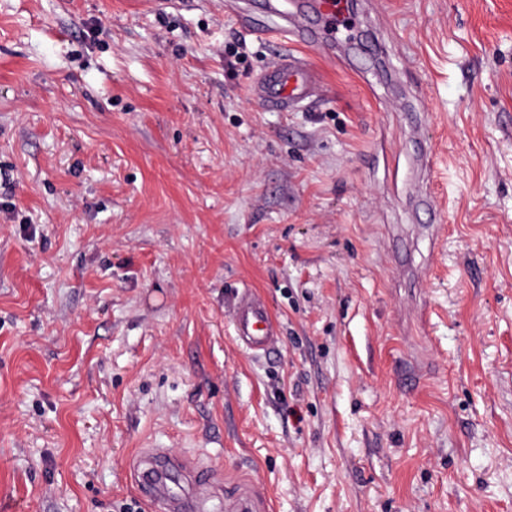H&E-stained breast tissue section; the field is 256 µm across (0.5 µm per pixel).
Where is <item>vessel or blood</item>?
I'll list each match as a JSON object with an SVG mask.
<instances>
[{
	"label": "vessel or blood",
	"mask_w": 512,
	"mask_h": 512,
	"mask_svg": "<svg viewBox=\"0 0 512 512\" xmlns=\"http://www.w3.org/2000/svg\"><path fill=\"white\" fill-rule=\"evenodd\" d=\"M344 9V0H309L305 11L294 14L291 27L269 30L253 24V32L267 40L278 39L279 47L270 69L252 84L251 99L277 112H293L316 97L320 92L316 69L295 46L310 41L326 50L341 41L347 31ZM230 322L242 348L255 355L270 352L280 335L268 306L247 291L236 295ZM179 467V461L162 448L140 458L133 471L143 500L151 508L165 503L167 512H203L208 501L206 480H192L190 490L175 491L172 473Z\"/></svg>",
	"instance_id": "vessel-or-blood-1"
}]
</instances>
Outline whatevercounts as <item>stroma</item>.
I'll return each mask as SVG.
<instances>
[{"mask_svg":"<svg viewBox=\"0 0 512 512\" xmlns=\"http://www.w3.org/2000/svg\"><path fill=\"white\" fill-rule=\"evenodd\" d=\"M243 13L0 0V512H512V0H350L297 112ZM230 322L242 348L254 355L270 352L280 335V326L268 306L246 290L236 293ZM184 470L182 463L174 460L164 448H154L133 464L136 486L150 509L164 502L168 512H203L208 510L207 482L189 474L192 491L177 492L173 471ZM205 505L202 508V505Z\"/></svg>","mask_w":512,"mask_h":512,"instance_id":"35a3bbf8","label":"stroma"}]
</instances>
